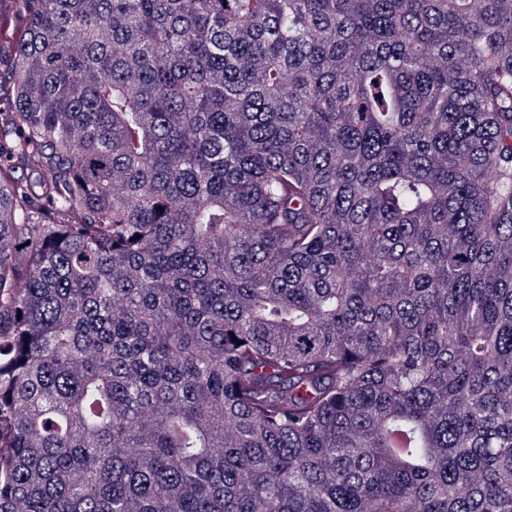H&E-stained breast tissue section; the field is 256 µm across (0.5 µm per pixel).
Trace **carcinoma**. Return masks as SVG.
<instances>
[{
	"mask_svg": "<svg viewBox=\"0 0 512 512\" xmlns=\"http://www.w3.org/2000/svg\"><path fill=\"white\" fill-rule=\"evenodd\" d=\"M0 512H512V0H11Z\"/></svg>",
	"mask_w": 512,
	"mask_h": 512,
	"instance_id": "cac0c4a2",
	"label": "carcinoma"
}]
</instances>
